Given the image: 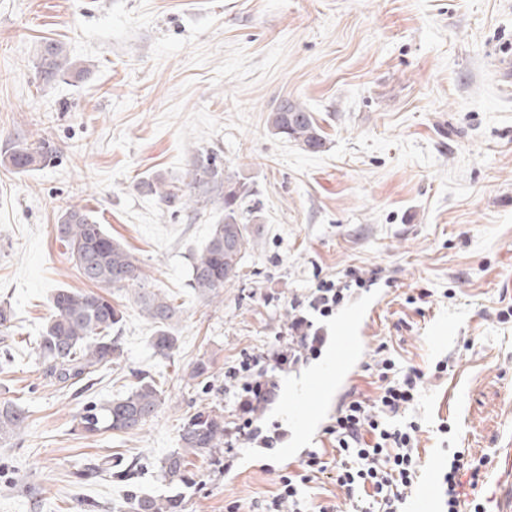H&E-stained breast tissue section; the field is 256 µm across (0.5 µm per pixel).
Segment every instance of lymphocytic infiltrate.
<instances>
[{
    "label": "lymphocytic infiltrate",
    "instance_id": "lymphocytic-infiltrate-1",
    "mask_svg": "<svg viewBox=\"0 0 512 512\" xmlns=\"http://www.w3.org/2000/svg\"><path fill=\"white\" fill-rule=\"evenodd\" d=\"M380 275L377 268L354 267L340 280L317 281L306 301L293 302L294 316L284 342L258 354H241L225 372L233 397L224 421L226 451L247 443L273 448L282 442V432L266 434L256 424L257 411L278 395L277 372L318 355L326 333L315 324V316L332 315L351 289L376 284ZM377 367L381 385L375 401L347 392L323 431L338 456L336 465H328L318 452L305 453L296 470L280 476L275 491L255 501L253 512H336L335 502L320 501L310 509L303 498L304 488L327 473L352 503L368 504L373 512H400L421 467L414 446L418 426L406 420L405 413L426 374L413 366L397 368L390 358L379 361Z\"/></svg>",
    "mask_w": 512,
    "mask_h": 512
}]
</instances>
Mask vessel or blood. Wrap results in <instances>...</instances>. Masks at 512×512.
Here are the masks:
<instances>
[{
    "mask_svg": "<svg viewBox=\"0 0 512 512\" xmlns=\"http://www.w3.org/2000/svg\"><path fill=\"white\" fill-rule=\"evenodd\" d=\"M375 310L368 303L347 310L339 320L330 342L331 357L321 365L302 393L288 405V415L302 433L326 413L333 389L346 385L360 356L365 326ZM438 497V476L430 474L415 500V512H435Z\"/></svg>",
    "mask_w": 512,
    "mask_h": 512,
    "instance_id": "1",
    "label": "vessel or blood"
}]
</instances>
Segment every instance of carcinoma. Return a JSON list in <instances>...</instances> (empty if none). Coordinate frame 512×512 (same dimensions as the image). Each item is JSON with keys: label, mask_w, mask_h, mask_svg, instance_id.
Wrapping results in <instances>:
<instances>
[{"label": "carcinoma", "mask_w": 512, "mask_h": 512, "mask_svg": "<svg viewBox=\"0 0 512 512\" xmlns=\"http://www.w3.org/2000/svg\"><path fill=\"white\" fill-rule=\"evenodd\" d=\"M38 70L44 83L61 75L83 69L74 65L65 53L63 44L45 43L40 49ZM268 129L275 135L294 142L301 150L317 153L325 147V137L312 112L298 100L284 99L266 119ZM47 156L43 141L26 139L14 144L0 158V163L18 173L41 167ZM149 189L163 204L177 201L188 206L218 202L222 219L212 225L205 245L192 256L189 288L200 298L212 300L224 286L237 276L251 237L259 231V215L246 207L251 196L250 184L233 172L206 158L194 165L187 179L177 185L158 176ZM57 238L79 276L95 290H60L53 299V314L45 331L37 340L42 358L43 375L61 389L72 387L102 370L122 354L119 329L123 312L112 303L110 289L133 286L141 312L155 324L150 345L161 357L170 356L177 348L175 323L180 312L162 291L150 288L125 247L108 234L104 225L78 206L69 207L58 219ZM11 307L0 304V337L13 334ZM162 405V390L149 375L139 378L136 387L127 395L103 404L92 402L79 409L77 426L87 436L106 432L129 434L141 429ZM29 415L12 403L0 404V438L19 437L25 433ZM224 439V418L208 411H199L183 425L180 447L169 452L161 461V472L169 483H192L190 466L193 459L214 457ZM120 458L108 455L100 463L79 473V476H105L119 481L128 476ZM178 502L148 495L131 493L115 512H176Z\"/></svg>", "instance_id": "1"}]
</instances>
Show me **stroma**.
<instances>
[{"mask_svg": "<svg viewBox=\"0 0 512 512\" xmlns=\"http://www.w3.org/2000/svg\"><path fill=\"white\" fill-rule=\"evenodd\" d=\"M62 42L83 76L43 84L37 53ZM512 56V0H0V155L42 139L49 163L20 174L0 166V302L14 310L0 403L29 426L0 439V512H109L128 486L182 498V512H251L289 464L286 445L255 467L239 448L229 471L196 460L195 484H168L161 461L186 419L230 408L224 372L241 353L284 340L293 297L315 276L352 267L384 278L351 388L377 389L362 370L379 346L427 372L407 419L423 464L448 469L462 452L464 512H497L503 448L512 445V93L498 76ZM303 102L326 135L307 153L272 135L269 111ZM215 158L252 183L260 234L219 298L188 286L192 254L219 204L165 206L146 183L183 180ZM91 210L136 259L149 287L180 305L171 357L148 345L153 323L130 289L123 353L92 386L60 391L42 374L36 340L54 293L86 289L56 233L67 207ZM431 292L415 307L410 296ZM209 371L191 378L198 360ZM446 362L436 371L437 362ZM281 372L290 384L258 415L292 430L288 401L317 367ZM164 400L140 430L84 437L86 401L127 394L140 374ZM107 455L131 468L124 483L76 478Z\"/></svg>", "mask_w": 512, "mask_h": 512, "instance_id": "obj_1", "label": "stroma"}]
</instances>
